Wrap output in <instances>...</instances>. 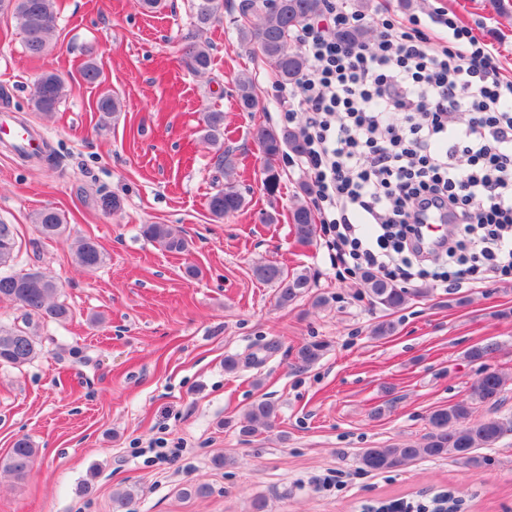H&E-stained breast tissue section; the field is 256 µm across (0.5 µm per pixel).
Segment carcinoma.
I'll list each match as a JSON object with an SVG mask.
<instances>
[{
  "label": "carcinoma",
  "instance_id": "1",
  "mask_svg": "<svg viewBox=\"0 0 512 512\" xmlns=\"http://www.w3.org/2000/svg\"><path fill=\"white\" fill-rule=\"evenodd\" d=\"M0 8L11 11L23 35L24 47L32 58H39L52 44L57 26L56 0H0ZM325 9V0H242L239 19L235 20L239 40L254 46L265 63L275 72L281 82L297 83L307 66L306 55L293 46L303 26L315 20ZM224 11V0H197L195 6V33L185 37L184 58L195 74L206 72L212 62L210 46L197 41L198 30L220 19ZM336 40L345 44H363L373 39V30L363 26L339 27L334 32ZM66 83L55 72L43 73L32 85V106L46 115L55 111L66 96ZM238 105L246 112L255 108L257 93L254 81L249 76L237 79ZM206 138L218 145L224 140V115L209 112L205 116ZM253 138L267 159L263 186L267 193H275L280 185V173L274 166V158L288 149L295 154L304 151L299 133L291 130H276L260 125L254 129ZM244 197L231 181L209 197L211 215L220 220L239 211ZM38 232L47 239L62 236L67 229L63 215L52 208L39 211L34 217ZM291 223L295 237L302 244H310L316 236L315 216L311 209L300 202L291 212ZM142 235L149 241L161 244L170 252L181 253L187 249V241L173 234L166 224H145ZM16 234L13 225L0 224V299L14 302L25 311V315H36L52 322H63L69 308L56 301L60 288L57 281L40 269L33 267L24 273L11 271L16 258ZM74 255L79 266L87 269L104 263V253L90 238L80 239L74 244ZM256 276L276 285L277 302L286 306L303 296L310 288V278L305 273H290L276 264L260 266ZM363 284L373 302L388 309H399L408 301V292L397 287L391 280L363 272ZM327 344L309 342L297 351V362L309 368L321 360ZM500 350L496 342L476 344L466 352L471 362L482 363ZM41 353L39 342L27 329L0 324V365L20 368L32 363ZM512 378L498 371H483L473 382L468 399L450 403L431 411L427 418L428 430L415 445L396 444L387 448H367L360 455L361 468L365 471H389L414 459H437L451 457L472 468L481 469L491 465V459L478 450L495 447L502 438L512 432V422L499 417L472 418L474 405L500 402L505 386ZM277 418V407L267 400L253 403L245 413V425L240 432L251 436L273 426ZM37 449L25 439L15 442L8 457L0 466L16 478L26 477L31 470ZM462 503L449 492L435 496L431 503L413 505L393 501L372 506L368 512H460Z\"/></svg>",
  "mask_w": 512,
  "mask_h": 512
}]
</instances>
